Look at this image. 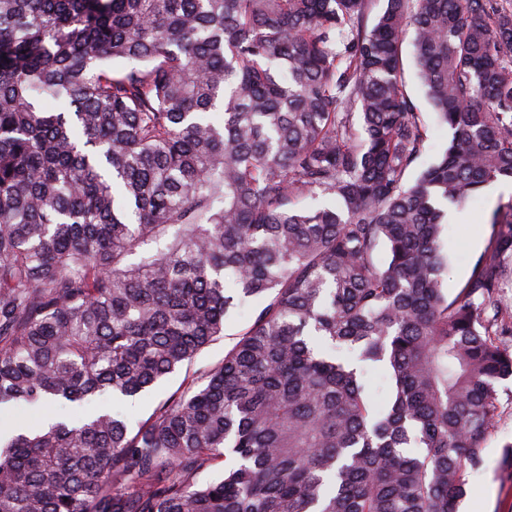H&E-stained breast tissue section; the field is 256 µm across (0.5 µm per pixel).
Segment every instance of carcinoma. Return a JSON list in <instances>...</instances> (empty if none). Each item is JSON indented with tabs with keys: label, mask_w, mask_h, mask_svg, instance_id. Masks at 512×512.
Instances as JSON below:
<instances>
[{
	"label": "carcinoma",
	"mask_w": 512,
	"mask_h": 512,
	"mask_svg": "<svg viewBox=\"0 0 512 512\" xmlns=\"http://www.w3.org/2000/svg\"><path fill=\"white\" fill-rule=\"evenodd\" d=\"M373 2L0 0V407L93 406L0 426V512H459L512 379V201L451 301L441 233L512 179V0ZM409 35L451 130L412 182ZM236 315L145 421L96 405Z\"/></svg>",
	"instance_id": "carcinoma-1"
}]
</instances>
